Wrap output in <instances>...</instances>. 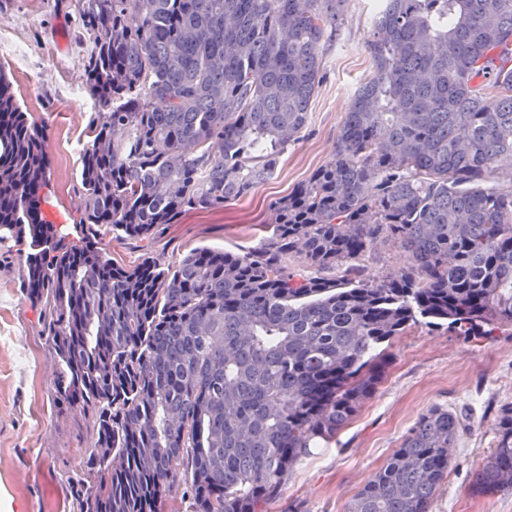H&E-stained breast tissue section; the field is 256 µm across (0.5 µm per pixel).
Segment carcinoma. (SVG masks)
Masks as SVG:
<instances>
[{
    "label": "carcinoma",
    "mask_w": 512,
    "mask_h": 512,
    "mask_svg": "<svg viewBox=\"0 0 512 512\" xmlns=\"http://www.w3.org/2000/svg\"><path fill=\"white\" fill-rule=\"evenodd\" d=\"M346 2L77 0L98 112L76 241L42 214L46 127L0 71V239L29 241L55 401L94 418L77 512H164L181 487L189 512H265L418 318L466 338L512 328V186L494 181L512 159V0H381L336 159L275 202L260 247L196 248L165 270L117 265L96 241L95 225L148 240L269 179ZM381 238L413 265L370 281L360 261ZM496 431L475 493L512 492V405ZM463 432L430 407L347 512H432Z\"/></svg>",
    "instance_id": "1"
}]
</instances>
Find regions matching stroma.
<instances>
[{
  "mask_svg": "<svg viewBox=\"0 0 512 512\" xmlns=\"http://www.w3.org/2000/svg\"><path fill=\"white\" fill-rule=\"evenodd\" d=\"M54 4L0 0V35L37 51L32 67L3 54L0 67L29 120L47 125L52 169L44 212L68 230L79 218L81 160L94 138L98 107L88 93L76 101L60 94L62 86L83 85L93 39L79 30L77 12L57 13ZM374 8V0H349L337 40L323 50L326 77L311 100L307 125L270 179L223 208L187 213L150 242L103 235L113 262L132 267L147 258L165 269L199 247L232 253L259 247L275 223L276 201L336 158L349 104L372 72L365 41ZM27 252L15 239L0 243V512H74L67 481L80 473L95 439L80 412L60 411L53 400L56 366L22 280ZM361 264L366 278L379 280L410 267L412 259L386 241ZM389 352L391 364L375 393L335 441L297 463L269 512H346L435 404L467 413L471 429L458 443L432 512H512V493L470 490L473 473L491 451L496 415L512 404V330L477 341L418 323L395 337Z\"/></svg>",
  "mask_w": 512,
  "mask_h": 512,
  "instance_id": "stroma-1",
  "label": "stroma"
}]
</instances>
